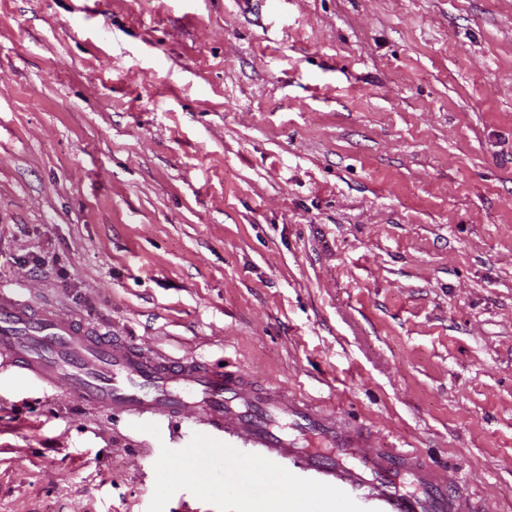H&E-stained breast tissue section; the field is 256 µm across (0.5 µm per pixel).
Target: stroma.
Listing matches in <instances>:
<instances>
[{"instance_id":"35a3bbf8","label":"stroma","mask_w":512,"mask_h":512,"mask_svg":"<svg viewBox=\"0 0 512 512\" xmlns=\"http://www.w3.org/2000/svg\"><path fill=\"white\" fill-rule=\"evenodd\" d=\"M0 285L512 512V0H0ZM199 445L0 390V512H289Z\"/></svg>"}]
</instances>
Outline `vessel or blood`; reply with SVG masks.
Here are the masks:
<instances>
[{
    "instance_id": "obj_1",
    "label": "vessel or blood",
    "mask_w": 512,
    "mask_h": 512,
    "mask_svg": "<svg viewBox=\"0 0 512 512\" xmlns=\"http://www.w3.org/2000/svg\"><path fill=\"white\" fill-rule=\"evenodd\" d=\"M0 359L16 391L62 382L77 401L149 424L158 436L194 408L198 437L216 457L208 470L214 488L226 472L242 467L240 493L271 480L291 490L332 493L344 486L336 512H473L469 495L448 490L418 453L397 446L363 453L361 431L338 426L304 396L252 389L228 368L116 343L2 288ZM238 429L247 432L249 448L225 445L226 435Z\"/></svg>"
}]
</instances>
